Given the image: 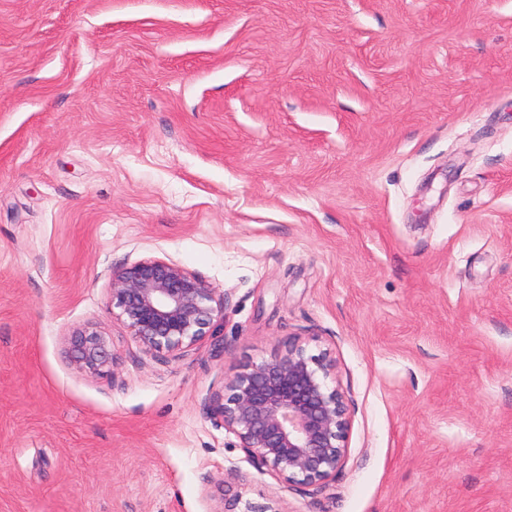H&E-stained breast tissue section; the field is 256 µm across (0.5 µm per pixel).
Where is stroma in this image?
<instances>
[{"instance_id": "obj_1", "label": "stroma", "mask_w": 512, "mask_h": 512, "mask_svg": "<svg viewBox=\"0 0 512 512\" xmlns=\"http://www.w3.org/2000/svg\"><path fill=\"white\" fill-rule=\"evenodd\" d=\"M156 257L226 294L145 356L108 310ZM112 341L113 373L66 336ZM331 350L325 488L204 398ZM512 512V0H0V512ZM65 341L76 370L107 376L113 365L112 342L92 325L73 329Z\"/></svg>"}]
</instances>
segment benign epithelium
Wrapping results in <instances>:
<instances>
[{
	"label": "benign epithelium",
	"mask_w": 512,
	"mask_h": 512,
	"mask_svg": "<svg viewBox=\"0 0 512 512\" xmlns=\"http://www.w3.org/2000/svg\"><path fill=\"white\" fill-rule=\"evenodd\" d=\"M224 301L205 280L161 258L115 267L109 280L108 307L118 310L141 352L158 360H176L212 335ZM65 341L76 370L111 373L112 342L95 327H77ZM204 408L287 488H323L346 462L351 411L327 349L310 354L295 338L273 359L212 388Z\"/></svg>",
	"instance_id": "1"
}]
</instances>
